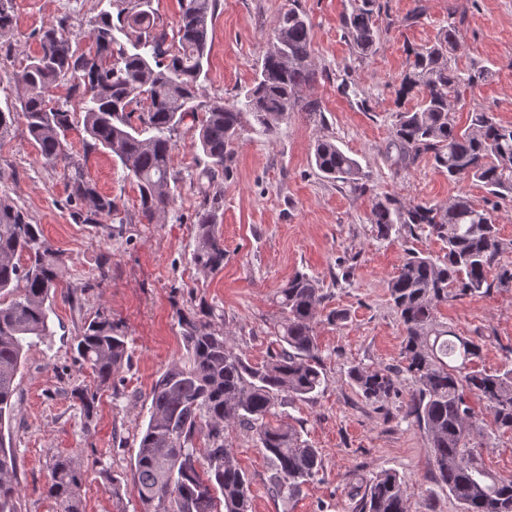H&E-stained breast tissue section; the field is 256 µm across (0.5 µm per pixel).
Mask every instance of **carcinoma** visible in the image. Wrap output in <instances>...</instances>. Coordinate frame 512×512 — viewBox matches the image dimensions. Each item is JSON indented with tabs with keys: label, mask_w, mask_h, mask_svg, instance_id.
Listing matches in <instances>:
<instances>
[{
	"label": "carcinoma",
	"mask_w": 512,
	"mask_h": 512,
	"mask_svg": "<svg viewBox=\"0 0 512 512\" xmlns=\"http://www.w3.org/2000/svg\"><path fill=\"white\" fill-rule=\"evenodd\" d=\"M14 0H0V39L13 29ZM89 20L87 46L72 39L65 22L41 28L39 51L14 73L16 98L0 109V138L23 121L47 162L63 167L73 217L99 224L118 212L117 199L101 194L84 166L68 151L71 113L82 112L85 145L103 148L139 189L141 224L160 221L170 211L171 185L183 180L172 165L173 135L191 121L196 145L206 158L192 184L202 197L196 214L190 263L204 275L224 268V237L215 179L226 175L247 116L274 136L290 112H319L320 102L303 92L323 72L312 55L313 24L298 0L282 12L267 49L257 61L251 85L231 100L199 101L217 0H181V15L170 31L160 22L153 0H98ZM376 0H351L340 19L354 49L375 52L380 30ZM457 26L437 33L413 52L401 75L399 94L419 92L412 109L395 112V162L426 155L451 181L471 180L485 188L484 205L459 194L444 205L405 202L386 195L375 200L372 223L378 236L417 230L441 239V255L407 254L388 286L390 302L403 329L401 368L416 388L405 402L427 437L440 487L460 512H512V477H497L481 460L484 436L468 398L486 400L497 431L512 432V361L492 374L470 367L480 358L479 342L435 328L436 310L448 288L468 295L512 288V264L494 213L512 201V125L504 126L488 108L471 111L470 124L457 129L456 106L468 88L484 82L490 69L461 68ZM69 85V100L54 104V91ZM137 116L138 123L132 122ZM314 163L323 177L364 193L362 168L336 142L317 140ZM66 271L63 254L44 237L41 226L7 196H0V512H21L18 464L9 421L24 351L54 335L53 302ZM324 300L319 277L297 270L276 293L279 316L267 359L253 363L229 344L224 317L200 303L176 310L185 355L171 362L149 394L145 428L133 464V486L143 512H252L251 482L228 442V430L255 432L269 465L268 490L287 502L319 475L322 449L304 439L296 425L280 418L277 407L306 401L319 393L324 372L316 333ZM76 351L96 380V389L77 387L73 395L86 416L100 390H117L118 374L130 364L127 336L107 319L84 322ZM395 371L353 365L348 378L367 399L395 393ZM89 466L82 454L55 456L43 488L55 512H84L82 486ZM352 512H407L404 481L393 471L376 474L351 491Z\"/></svg>",
	"instance_id": "1"
}]
</instances>
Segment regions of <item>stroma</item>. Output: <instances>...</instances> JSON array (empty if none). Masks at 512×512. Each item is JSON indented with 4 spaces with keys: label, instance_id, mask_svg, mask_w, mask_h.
<instances>
[{
    "label": "stroma",
    "instance_id": "obj_1",
    "mask_svg": "<svg viewBox=\"0 0 512 512\" xmlns=\"http://www.w3.org/2000/svg\"><path fill=\"white\" fill-rule=\"evenodd\" d=\"M381 38L376 51L359 57L341 28L350 0H301L313 22L312 49L326 76L313 88L320 111L292 112L277 135L262 133L248 121L235 144L229 176L218 178L219 220L224 235V268L202 276L189 263L194 246L195 212L200 199L188 181L202 169L204 157L194 133L174 136L173 167L183 177L165 223L136 224L139 191L103 150L85 151L81 116L66 134L70 153L84 164L97 190L117 198L122 221L104 218L81 224L72 218L62 167L46 162L22 125L0 139V195L25 209L33 223L67 262L65 288L78 304L57 297L54 334L32 346L18 377L12 421L13 445L21 484V512H52L41 488L48 467L60 453L81 452L94 460L82 489L85 512H142L132 486L133 459L146 423L153 382L184 348L176 306L204 301L223 314L230 343L252 362H262L278 315L272 298L295 270L320 278L325 311L345 314L337 326L316 327L325 387L314 400L284 405L303 435L323 451L319 475L291 503L268 491L269 468L253 432L234 427L228 440L248 474L253 512H351L349 493L377 473L399 474L408 512H459L434 476L424 432L405 416V400L414 378L398 373V393L386 400L365 399L348 379L351 366L387 368L400 362L403 331L389 303L388 284L408 251L442 254L444 244L429 232L378 238L372 224L375 197L443 203L464 193L482 204L486 191L469 180L449 181L428 157L404 167L391 163L386 148L393 138L395 111L412 107L416 96L399 97L400 76L412 52L455 24L461 34L459 66H486L489 79L466 95L457 110L467 126L473 107L491 109L512 125V0H377ZM97 0H15L14 29L0 40V106L14 99L6 81L25 56L38 49V31L67 18L73 35L85 37ZM288 0H218L202 101L230 99L252 82L278 15ZM349 93H341L340 84ZM336 140L357 159L369 190L323 178L313 162L320 137ZM350 279H341L343 268ZM105 317L123 325L131 355L121 372L118 392L103 390L92 416H85L72 390L93 377L73 349L84 321ZM437 321L481 341L476 369L489 373L512 359V288L449 297L438 307ZM471 406L487 421L482 462L491 473L512 476V432L491 427L483 400ZM107 469L125 488L112 498L99 474Z\"/></svg>",
    "mask_w": 512,
    "mask_h": 512
}]
</instances>
